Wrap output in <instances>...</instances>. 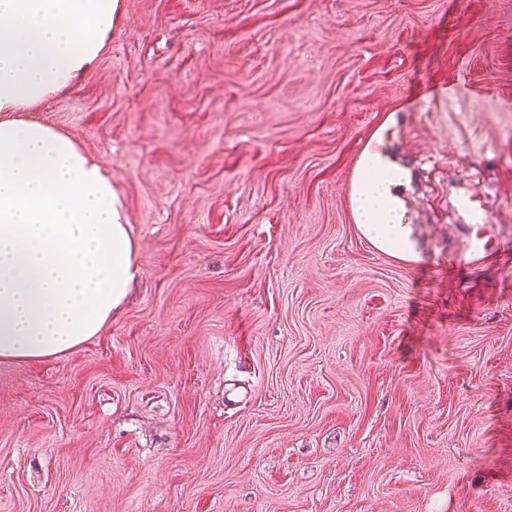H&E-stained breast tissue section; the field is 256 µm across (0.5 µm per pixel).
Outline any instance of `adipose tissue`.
I'll return each instance as SVG.
<instances>
[{"label": "adipose tissue", "instance_id": "obj_1", "mask_svg": "<svg viewBox=\"0 0 512 512\" xmlns=\"http://www.w3.org/2000/svg\"><path fill=\"white\" fill-rule=\"evenodd\" d=\"M120 0H0V361L57 357L97 336L137 274L125 207L100 163L31 118L94 69ZM408 169L364 151L351 204L380 252L417 259Z\"/></svg>", "mask_w": 512, "mask_h": 512}]
</instances>
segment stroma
<instances>
[{"instance_id": "1", "label": "stroma", "mask_w": 512, "mask_h": 512, "mask_svg": "<svg viewBox=\"0 0 512 512\" xmlns=\"http://www.w3.org/2000/svg\"><path fill=\"white\" fill-rule=\"evenodd\" d=\"M35 115L111 175L137 276L0 362V512H512V0H121ZM368 148L418 260L354 222Z\"/></svg>"}]
</instances>
